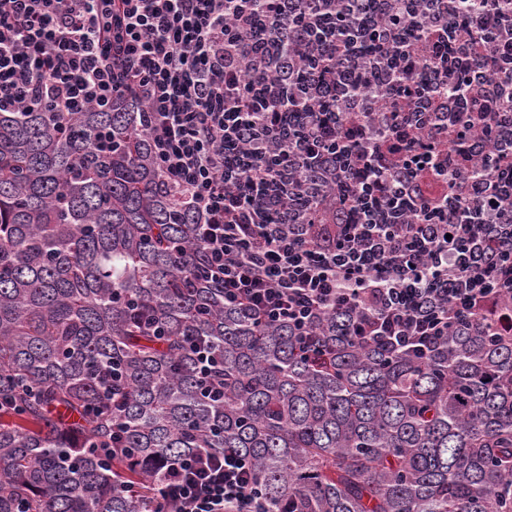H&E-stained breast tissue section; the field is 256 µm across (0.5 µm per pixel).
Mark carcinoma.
Returning <instances> with one entry per match:
<instances>
[{
	"instance_id": "cac0c4a2",
	"label": "carcinoma",
	"mask_w": 512,
	"mask_h": 512,
	"mask_svg": "<svg viewBox=\"0 0 512 512\" xmlns=\"http://www.w3.org/2000/svg\"><path fill=\"white\" fill-rule=\"evenodd\" d=\"M122 96L0 112V512H141L158 461L233 448L266 512H512V333L498 307L423 360L255 326ZM210 353V394L196 345ZM119 387L101 391L105 369ZM119 437L108 458L94 448Z\"/></svg>"
}]
</instances>
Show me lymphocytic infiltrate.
<instances>
[{
  "label": "lymphocytic infiltrate",
  "mask_w": 512,
  "mask_h": 512,
  "mask_svg": "<svg viewBox=\"0 0 512 512\" xmlns=\"http://www.w3.org/2000/svg\"><path fill=\"white\" fill-rule=\"evenodd\" d=\"M455 2L270 0L265 35L255 0H0V111L127 97L225 307L309 352L332 310L359 342L425 356L482 302L512 329V186L494 175L512 160V20L482 0L492 25L460 29ZM367 39L378 53L354 52ZM160 469L175 512H264L241 452Z\"/></svg>",
  "instance_id": "f902f5d3"
}]
</instances>
